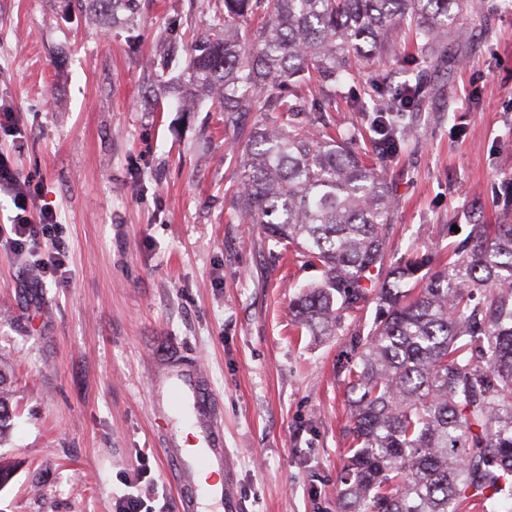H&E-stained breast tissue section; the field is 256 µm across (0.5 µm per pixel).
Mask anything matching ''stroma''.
<instances>
[{
    "instance_id": "stroma-1",
    "label": "stroma",
    "mask_w": 512,
    "mask_h": 512,
    "mask_svg": "<svg viewBox=\"0 0 512 512\" xmlns=\"http://www.w3.org/2000/svg\"><path fill=\"white\" fill-rule=\"evenodd\" d=\"M213 22L203 0H140L110 27L88 0H0V225L29 183L64 273L40 248L0 243V371L14 428L0 512H178L172 434L150 401L163 350L200 360L224 413L242 512H336L349 446L347 367L374 302L336 335L300 331L293 301L318 265L230 219L243 150L211 103L177 111L151 61L186 58ZM439 56L402 33L328 113L373 153L379 87L420 86L418 135L385 161L388 262L448 260L471 223L512 222V0H477ZM473 220H465L467 209Z\"/></svg>"
}]
</instances>
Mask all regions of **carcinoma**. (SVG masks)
Masks as SVG:
<instances>
[{
  "label": "carcinoma",
  "mask_w": 512,
  "mask_h": 512,
  "mask_svg": "<svg viewBox=\"0 0 512 512\" xmlns=\"http://www.w3.org/2000/svg\"><path fill=\"white\" fill-rule=\"evenodd\" d=\"M103 25L136 0H89ZM471 0H223L171 82L181 110L210 101L248 152L235 213L318 264L295 320L333 336L345 311L378 316L349 369L350 448L336 512H497L512 500V223L474 224L415 292L423 262L387 267L392 191L378 170L408 145L419 91L374 109L377 161L330 134L327 104L360 62L396 51L408 26L432 55ZM254 112L261 120L247 125ZM0 372V435L11 428Z\"/></svg>",
  "instance_id": "cac0c4a2"
}]
</instances>
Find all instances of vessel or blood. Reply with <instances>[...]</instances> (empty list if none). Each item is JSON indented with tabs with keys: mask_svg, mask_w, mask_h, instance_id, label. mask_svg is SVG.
Listing matches in <instances>:
<instances>
[{
	"mask_svg": "<svg viewBox=\"0 0 512 512\" xmlns=\"http://www.w3.org/2000/svg\"><path fill=\"white\" fill-rule=\"evenodd\" d=\"M155 369V388L165 393L169 412L188 414L196 430L194 450L171 451L177 461L179 512H198L202 497L220 501L223 512H239L233 464L224 448L223 417L206 393V373L197 366L172 363L164 353L156 357Z\"/></svg>",
	"mask_w": 512,
	"mask_h": 512,
	"instance_id": "1",
	"label": "vessel or blood"
}]
</instances>
